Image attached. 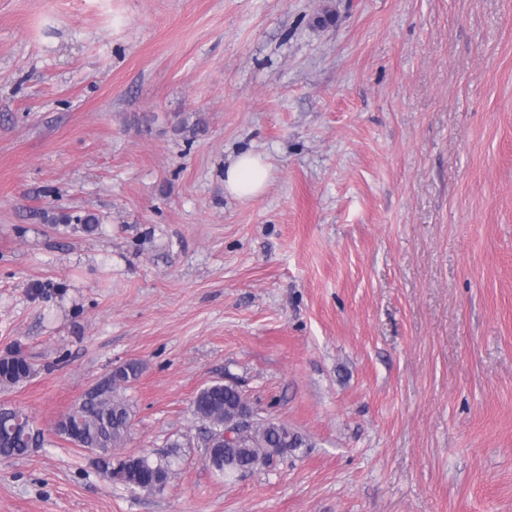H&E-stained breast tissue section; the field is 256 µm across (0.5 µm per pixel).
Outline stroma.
Returning <instances> with one entry per match:
<instances>
[{
	"label": "stroma",
	"instance_id": "35a3bbf8",
	"mask_svg": "<svg viewBox=\"0 0 512 512\" xmlns=\"http://www.w3.org/2000/svg\"><path fill=\"white\" fill-rule=\"evenodd\" d=\"M11 350L0 512H512V0H0ZM129 361L159 492L54 431ZM216 381L305 447L218 475ZM270 169L258 155H239L224 171V188L240 199L258 196L267 186ZM25 413L23 410L0 406V457L14 458L28 453L30 448L37 447L43 441V433L34 422H26L22 430L10 436L3 434V425L12 424L18 413Z\"/></svg>",
	"mask_w": 512,
	"mask_h": 512
}]
</instances>
